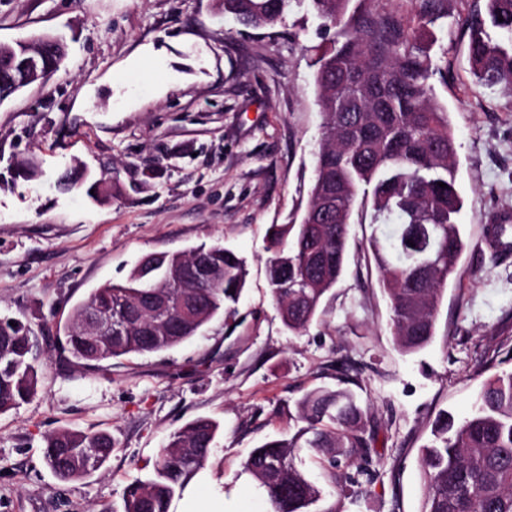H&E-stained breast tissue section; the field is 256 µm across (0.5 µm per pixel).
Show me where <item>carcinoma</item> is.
Instances as JSON below:
<instances>
[{"label": "carcinoma", "instance_id": "cac0c4a2", "mask_svg": "<svg viewBox=\"0 0 512 512\" xmlns=\"http://www.w3.org/2000/svg\"><path fill=\"white\" fill-rule=\"evenodd\" d=\"M373 0H222L224 14L252 27L273 29L292 5L307 4L322 28L335 29L316 48L315 82L324 116L308 203L298 224L271 226L267 270L283 325L305 330L344 270L356 206L360 223L375 226L367 240L387 299L396 345L417 353L435 338L443 291L467 249L455 216L462 200L455 185L456 145L448 110L433 79L444 78L440 59L423 41L429 25L448 18V0H419L416 26L393 12L374 13ZM485 17L467 22L468 59L474 78L512 91V0H485ZM503 20H498V17ZM498 32L492 37L487 27ZM84 180L75 166L58 179L64 189ZM446 184L441 188L438 183ZM201 253L211 276L201 285L181 279ZM247 269L233 250L218 244L151 253L122 282L107 281L75 305L64 326L60 356L102 370L129 356L161 353L190 340L245 288ZM195 304V314L173 332L150 312L121 322L104 336L101 354L89 356L83 317L93 307L134 308L151 298ZM30 330L0 325V414L39 392ZM297 426L253 448L236 482L249 475L263 489L270 512H336L324 508V491L298 466L315 457L341 492L361 487L375 461L365 436L366 416L356 395L317 388L295 402ZM219 423L198 417L172 432L152 471L122 491L121 512H170L190 480L209 461ZM46 465L63 481L103 467L117 449L112 434L63 428L44 438ZM425 489L422 512H512V372L482 385L472 413L457 420L443 411L421 448Z\"/></svg>", "mask_w": 512, "mask_h": 512}]
</instances>
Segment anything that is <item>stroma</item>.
Here are the masks:
<instances>
[{"instance_id": "stroma-1", "label": "stroma", "mask_w": 512, "mask_h": 512, "mask_svg": "<svg viewBox=\"0 0 512 512\" xmlns=\"http://www.w3.org/2000/svg\"><path fill=\"white\" fill-rule=\"evenodd\" d=\"M484 0H448L432 30L447 82L435 91L457 144L456 218L468 241L443 293L431 345L394 346L378 268L352 227L341 279L306 331L284 327L265 260L271 225L300 221L323 117L316 46L330 37L297 7L251 29L218 0H0V41L61 37L68 55L48 84L0 102V318L26 323L41 388L0 414V512H119L168 434L204 415L220 424L206 471L240 470L264 439L294 425L283 404L353 378L377 458L363 497L328 491L341 512H420V449L435 417L468 415L485 379L512 370V252L491 257L486 231L512 217V94L476 82L466 19ZM82 163L112 175V197L61 191ZM21 163L36 175L12 180ZM220 243L242 256L239 302L161 354L90 371L59 358L58 328L100 284L148 253ZM105 430L118 447L100 470L60 481L43 438Z\"/></svg>"}]
</instances>
